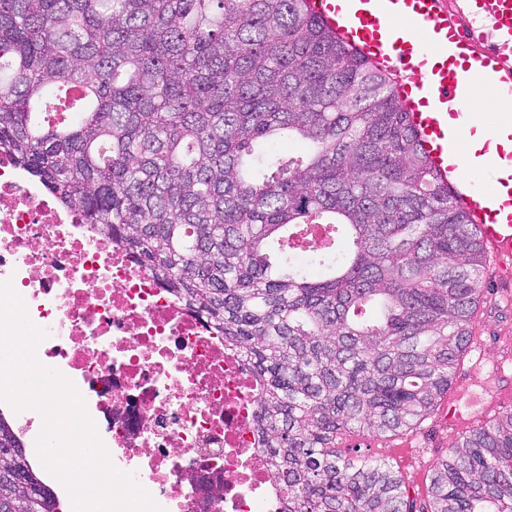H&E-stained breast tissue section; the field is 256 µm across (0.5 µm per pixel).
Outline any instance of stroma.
<instances>
[{
	"instance_id": "35a3bbf8",
	"label": "stroma",
	"mask_w": 512,
	"mask_h": 512,
	"mask_svg": "<svg viewBox=\"0 0 512 512\" xmlns=\"http://www.w3.org/2000/svg\"><path fill=\"white\" fill-rule=\"evenodd\" d=\"M483 297L477 331L485 343L482 360L465 353L454 372L453 386L474 391L477 402L446 394L413 430L395 436L370 437L348 433L346 453L384 460L399 471L410 503L420 506L429 498V475L435 462L469 431L512 412V302L504 300L493 281L492 268L483 273ZM503 371L491 390L483 384L495 365Z\"/></svg>"
}]
</instances>
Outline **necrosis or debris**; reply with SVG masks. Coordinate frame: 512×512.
Returning <instances> with one entry per match:
<instances>
[{
  "label": "necrosis or debris",
  "instance_id": "obj_1",
  "mask_svg": "<svg viewBox=\"0 0 512 512\" xmlns=\"http://www.w3.org/2000/svg\"><path fill=\"white\" fill-rule=\"evenodd\" d=\"M46 331L113 466L163 512H282L258 385L205 319L0 153V283Z\"/></svg>",
  "mask_w": 512,
  "mask_h": 512
}]
</instances>
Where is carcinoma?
<instances>
[{
  "mask_svg": "<svg viewBox=\"0 0 512 512\" xmlns=\"http://www.w3.org/2000/svg\"><path fill=\"white\" fill-rule=\"evenodd\" d=\"M306 2L0 0V152L239 354L284 512H512V412L448 449L419 511L391 466L337 449L448 391L486 256L396 83ZM316 222L335 230L303 265L283 231ZM2 507L58 510L0 412Z\"/></svg>",
  "mask_w": 512,
  "mask_h": 512,
  "instance_id": "carcinoma-1",
  "label": "carcinoma"
}]
</instances>
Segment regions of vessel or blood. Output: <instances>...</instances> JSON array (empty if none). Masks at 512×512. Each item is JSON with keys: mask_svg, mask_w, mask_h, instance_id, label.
I'll return each mask as SVG.
<instances>
[{"mask_svg": "<svg viewBox=\"0 0 512 512\" xmlns=\"http://www.w3.org/2000/svg\"><path fill=\"white\" fill-rule=\"evenodd\" d=\"M313 14L392 74L429 165L512 298V0H309ZM500 104L475 112L477 93ZM491 170L489 186L475 174Z\"/></svg>", "mask_w": 512, "mask_h": 512, "instance_id": "b4317fda", "label": "vessel or blood"}]
</instances>
